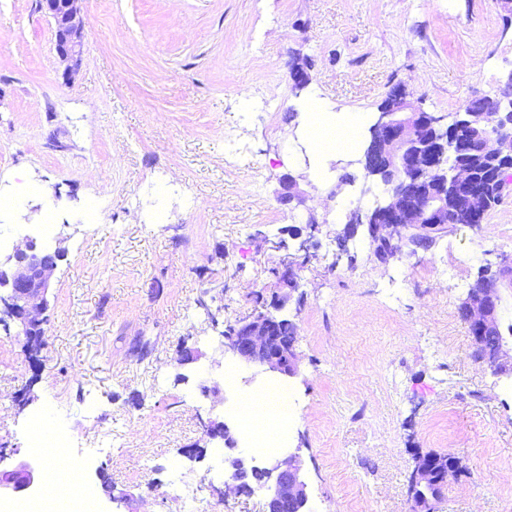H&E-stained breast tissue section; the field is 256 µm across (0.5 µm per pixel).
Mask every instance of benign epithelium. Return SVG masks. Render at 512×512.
I'll return each mask as SVG.
<instances>
[{"label":"benign epithelium","mask_w":512,"mask_h":512,"mask_svg":"<svg viewBox=\"0 0 512 512\" xmlns=\"http://www.w3.org/2000/svg\"><path fill=\"white\" fill-rule=\"evenodd\" d=\"M84 2H37L39 12L54 23L55 49L66 63L64 77L68 79L81 63ZM446 119L445 115L410 108L405 93L397 88L392 91V103L380 106L379 115L369 128V144L359 164L366 177L382 180L389 190L386 199L373 210H351L347 230L367 225L377 244L374 258L379 262L397 257L398 246L405 239L423 249L431 247L438 237L448 233L454 216L472 224L482 221L492 192L501 190L506 171L512 169V71L500 94L484 97L479 110L457 113L450 123ZM479 122L487 126L480 138L467 144L457 139V126ZM280 184L281 201L304 205L294 176L280 179ZM307 250L306 243H301L298 253L288 254L277 269L287 293L275 296L269 308L222 332L224 349L245 366H260L286 376L296 373L295 342L281 336L283 326L289 322L282 311L291 293L299 289L298 270ZM60 253L58 248L47 252L31 244L27 250H17L7 257L8 269H0V288L6 289V294H0V324L5 330L13 325L30 342L44 334L45 319L41 314L47 309L51 278L58 268L55 256ZM506 284L512 286V260L504 257L497 270H492L490 264L482 268L458 313L469 326L474 355L486 361L495 373L512 375V359H507L505 341H499L491 351L485 345L486 337L500 330L501 288ZM458 465L459 458L451 454H418L410 476V492L425 489L431 498L439 499L440 475H451ZM233 467L232 480L236 481L238 492L252 494L253 489L244 488L242 483L248 472L244 459H233ZM261 472L266 512H311L297 452L288 453L274 467ZM37 482L38 467L29 460L20 459L0 468V496L20 494ZM428 498H416L421 512H433Z\"/></svg>","instance_id":"7a95c632"}]
</instances>
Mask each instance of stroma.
I'll return each mask as SVG.
<instances>
[{
	"mask_svg": "<svg viewBox=\"0 0 512 512\" xmlns=\"http://www.w3.org/2000/svg\"><path fill=\"white\" fill-rule=\"evenodd\" d=\"M36 0H0V188L32 186L0 216V256L36 239L63 248L37 356L0 327V449L27 453L31 414L50 412L85 448L111 432L84 482L109 478L101 512H264L214 458L211 422L240 435L242 394L278 382L301 405L312 512H414L416 453H451L436 512H512V376L475 360L458 306L486 263L512 258V178L481 224L380 264L353 208L373 209L360 165L308 147L307 107L357 126V152L386 95L454 116L512 72L500 0H86L82 63L62 77L54 25ZM309 63L295 90L293 60ZM279 102L275 112L253 101ZM298 177L305 205L278 200ZM109 199L98 223L81 214ZM316 219L300 269L297 373L248 369L223 330L271 299L292 233ZM398 291L389 300L385 289ZM199 350L183 365V348ZM96 400L100 419L87 413ZM204 449L200 458L184 454Z\"/></svg>",
	"mask_w": 512,
	"mask_h": 512,
	"instance_id": "obj_1",
	"label": "stroma"
}]
</instances>
